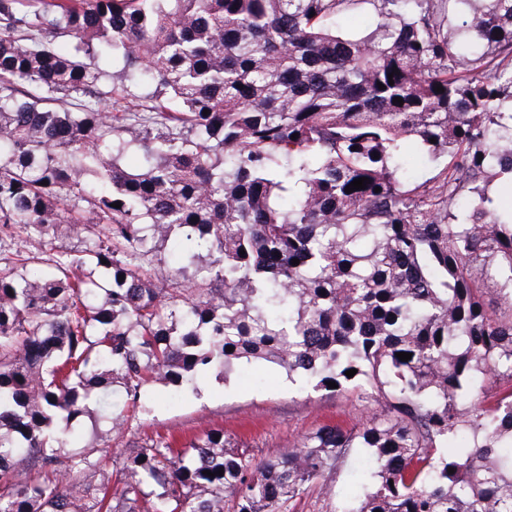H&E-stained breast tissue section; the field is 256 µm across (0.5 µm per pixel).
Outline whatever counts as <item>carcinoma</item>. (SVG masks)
Returning a JSON list of instances; mask_svg holds the SVG:
<instances>
[{
	"mask_svg": "<svg viewBox=\"0 0 512 512\" xmlns=\"http://www.w3.org/2000/svg\"><path fill=\"white\" fill-rule=\"evenodd\" d=\"M411 147L448 158L433 184ZM1 255L0 512H280L315 483L327 512H512V0H0ZM253 362L390 410L260 461L221 429L115 471L70 451L96 391L122 438L144 389ZM357 449L371 482L335 501Z\"/></svg>",
	"mask_w": 512,
	"mask_h": 512,
	"instance_id": "1",
	"label": "carcinoma"
}]
</instances>
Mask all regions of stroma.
<instances>
[{
  "label": "stroma",
  "instance_id": "1",
  "mask_svg": "<svg viewBox=\"0 0 512 512\" xmlns=\"http://www.w3.org/2000/svg\"><path fill=\"white\" fill-rule=\"evenodd\" d=\"M146 404L149 414L133 421L125 438L111 441L114 462H121L128 442L158 432L182 440L214 428L223 429L229 447L274 458L319 427L348 430L385 411L384 403L360 402L354 392L315 391L302 379L288 380L279 368L246 363L226 378L200 375L193 388L179 393L153 385Z\"/></svg>",
  "mask_w": 512,
  "mask_h": 512
}]
</instances>
